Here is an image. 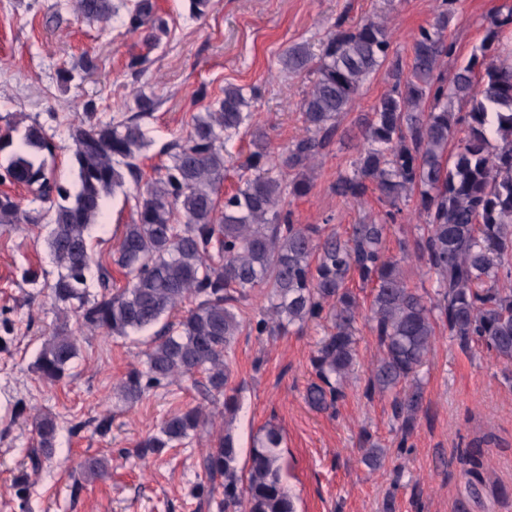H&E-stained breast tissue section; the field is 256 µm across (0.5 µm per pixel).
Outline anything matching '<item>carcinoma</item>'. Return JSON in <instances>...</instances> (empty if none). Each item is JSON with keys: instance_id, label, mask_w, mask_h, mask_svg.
I'll use <instances>...</instances> for the list:
<instances>
[{"instance_id": "carcinoma-1", "label": "carcinoma", "mask_w": 512, "mask_h": 512, "mask_svg": "<svg viewBox=\"0 0 512 512\" xmlns=\"http://www.w3.org/2000/svg\"><path fill=\"white\" fill-rule=\"evenodd\" d=\"M441 3L433 22L412 38L410 70L391 63L390 89L360 123L352 173L333 185L345 200L358 202L372 190L389 206L379 218L352 225L345 239L322 234L316 224L295 223L287 198L311 189L308 171L334 143L339 116L351 109L370 74L386 64L390 31L382 20L337 23L317 57L303 45L282 52L283 71L311 77L300 105L306 134L277 153L267 136L253 133V150L241 165L245 174L222 199L228 145L250 126L256 87L227 84L205 111L192 113L186 137L167 147L168 164L146 182L145 121L158 101L141 90L124 112L109 117L96 99L81 102L69 129L76 171L71 189L48 165L56 152L53 137L36 120L25 127L18 149L0 160V179L27 186L33 207L24 209L15 196L0 192V226L46 222L57 268L49 285L54 307L73 312L80 327L112 336L160 326L144 367L116 386L118 399L131 407L152 388L199 375L205 395L214 401L224 397V414H235L230 357L244 326L240 304L262 288L268 305L252 326L257 335L328 323L311 358L315 380L306 401L315 411L334 407L357 364V324L364 315L348 288L354 278L374 285L364 317L376 337L378 359L365 394L392 397L402 435L413 430L423 408L420 373L438 325L461 347L481 345L512 363V53L504 48L512 7L487 18L480 45L448 75L442 64L455 52L450 26L457 0ZM72 4L88 21L120 17L150 47L160 44L166 30L155 16V0H58L55 7ZM127 183L135 186L134 217L113 252L112 263L125 277L118 286L109 268L94 260L88 234L104 200ZM412 198L422 233L412 246L400 242V254L391 255L384 245L387 231L401 204ZM413 256L435 277L432 299L408 285ZM93 265L94 292L87 278ZM187 302L192 307L176 315ZM76 352L74 332L65 324L55 327L35 362L40 378L61 381ZM208 425L203 408H186L164 419L135 454L145 459L185 446L208 432ZM32 428L29 459L39 470L55 456L58 425L45 415L34 418ZM362 451L367 466L381 465L384 450L371 438ZM468 462L475 494L482 464L473 453ZM198 467L200 509L297 512L284 482L282 435L272 424L253 441L247 467H239L227 430ZM80 468L92 479L109 477L101 458H87Z\"/></svg>"}]
</instances>
